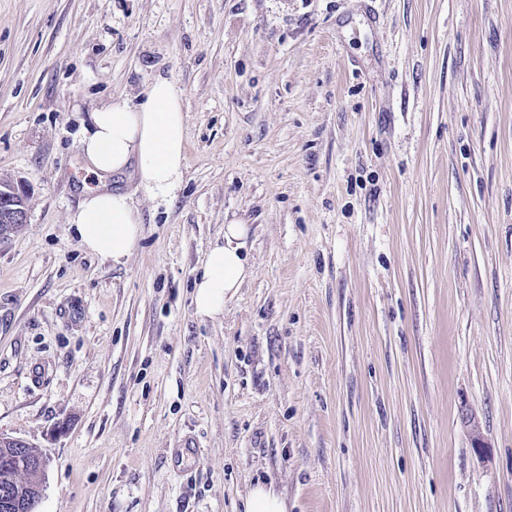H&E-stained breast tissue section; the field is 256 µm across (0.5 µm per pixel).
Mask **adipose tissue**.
Instances as JSON below:
<instances>
[{"instance_id": "obj_1", "label": "adipose tissue", "mask_w": 512, "mask_h": 512, "mask_svg": "<svg viewBox=\"0 0 512 512\" xmlns=\"http://www.w3.org/2000/svg\"><path fill=\"white\" fill-rule=\"evenodd\" d=\"M91 121L81 140L88 172L103 176L131 167L151 197L164 201L175 196L185 168V117L180 95L168 78L157 77L140 104L115 99L93 113ZM69 224L86 251L116 264L123 262L142 234L129 195L104 188L85 195ZM249 231L242 223L225 225L223 242L206 253L192 296L198 317L223 315L226 302L250 276Z\"/></svg>"}]
</instances>
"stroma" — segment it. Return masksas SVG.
<instances>
[{"label":"stroma","instance_id":"stroma-1","mask_svg":"<svg viewBox=\"0 0 512 512\" xmlns=\"http://www.w3.org/2000/svg\"><path fill=\"white\" fill-rule=\"evenodd\" d=\"M159 76L184 178L108 177L142 224L115 265L68 224L80 141ZM0 183V435L49 459L38 512H242L259 479L512 512V0H0ZM233 221L252 272L203 320ZM27 212L24 204V192L12 185L0 184V241L11 234V226L26 224ZM1 224L8 227L1 232Z\"/></svg>","mask_w":512,"mask_h":512}]
</instances>
